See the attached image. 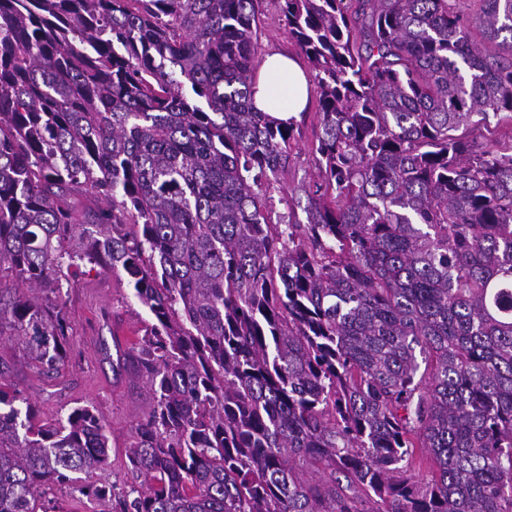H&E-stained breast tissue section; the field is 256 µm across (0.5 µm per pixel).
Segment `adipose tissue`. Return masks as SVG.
I'll use <instances>...</instances> for the list:
<instances>
[{
  "label": "adipose tissue",
  "mask_w": 512,
  "mask_h": 512,
  "mask_svg": "<svg viewBox=\"0 0 512 512\" xmlns=\"http://www.w3.org/2000/svg\"><path fill=\"white\" fill-rule=\"evenodd\" d=\"M308 99V78L300 65L284 55L268 56L258 72L255 107L285 122L303 112Z\"/></svg>",
  "instance_id": "ef3b65f1"
}]
</instances>
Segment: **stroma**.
I'll return each instance as SVG.
<instances>
[{
    "instance_id": "obj_1",
    "label": "stroma",
    "mask_w": 512,
    "mask_h": 512,
    "mask_svg": "<svg viewBox=\"0 0 512 512\" xmlns=\"http://www.w3.org/2000/svg\"><path fill=\"white\" fill-rule=\"evenodd\" d=\"M278 16L273 0H268L258 37L261 52L297 54L295 41ZM319 133L318 100L313 97L295 125L288 173L268 202L272 216L287 215L284 199L289 188L310 180L314 172L310 150ZM63 300L72 335L69 363L60 376L49 379L33 370L15 337L0 339V373L37 405L42 420H55L77 405L94 406L107 424L110 458L105 469L90 472L83 480L92 486L121 489L131 480L125 443L147 411L152 392L143 380L113 373L101 347L116 337L144 335L152 319L133 297L126 277L100 267L82 275ZM38 508L40 512H103L105 505L95 497L57 487L39 500Z\"/></svg>"
}]
</instances>
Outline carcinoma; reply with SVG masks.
<instances>
[{
    "instance_id": "carcinoma-1",
    "label": "carcinoma",
    "mask_w": 512,
    "mask_h": 512,
    "mask_svg": "<svg viewBox=\"0 0 512 512\" xmlns=\"http://www.w3.org/2000/svg\"><path fill=\"white\" fill-rule=\"evenodd\" d=\"M265 2L0 0V335L64 366L83 265L152 319L102 348L152 391L134 483L83 486L94 406L43 423L0 372V512H512V0H278L321 134L276 224ZM38 512H108L103 502L68 489L55 487L37 503Z\"/></svg>"
}]
</instances>
